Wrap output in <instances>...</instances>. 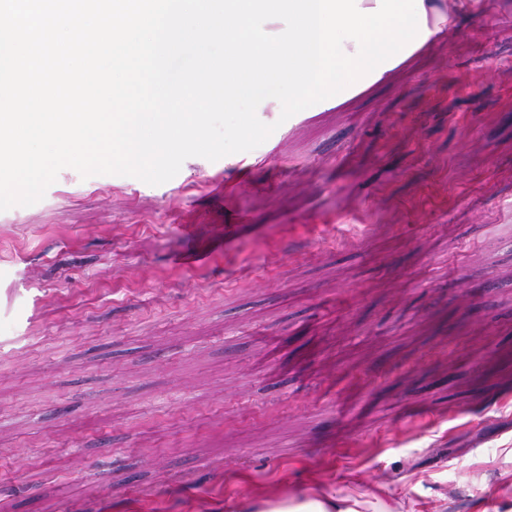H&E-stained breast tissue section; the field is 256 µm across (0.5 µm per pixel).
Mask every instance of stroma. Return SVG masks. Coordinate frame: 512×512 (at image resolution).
I'll list each match as a JSON object with an SVG mask.
<instances>
[{"mask_svg":"<svg viewBox=\"0 0 512 512\" xmlns=\"http://www.w3.org/2000/svg\"><path fill=\"white\" fill-rule=\"evenodd\" d=\"M160 185L0 212V512H512V0Z\"/></svg>","mask_w":512,"mask_h":512,"instance_id":"35a3bbf8","label":"stroma"}]
</instances>
